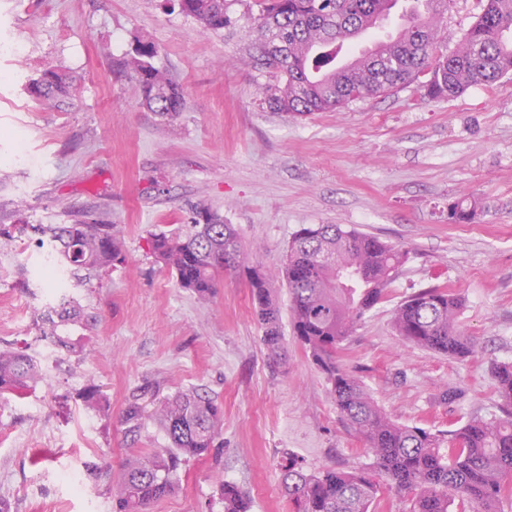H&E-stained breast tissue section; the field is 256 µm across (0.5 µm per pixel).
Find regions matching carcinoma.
<instances>
[{"label":"carcinoma","instance_id":"cac0c4a2","mask_svg":"<svg viewBox=\"0 0 512 512\" xmlns=\"http://www.w3.org/2000/svg\"><path fill=\"white\" fill-rule=\"evenodd\" d=\"M179 12L203 29L219 32L229 23L225 0H175ZM425 13L410 10L413 24L397 51L375 59L369 74L337 69L336 59L350 36L388 14L398 0H260L263 41L255 61L280 74L263 88L273 112L298 117L330 112L349 102L392 88L418 83L424 96L447 99L472 84L492 85L512 73V0H484L482 13L461 36V48L435 53V22L448 0H429ZM156 47L135 40L119 66L136 76L148 109L172 118L182 111L184 94L155 66ZM34 98L69 97L76 78L65 69L47 70L26 85ZM476 200L448 208V220L472 224ZM53 243L52 264L91 272L125 260L115 224L31 226ZM152 253L176 277L180 287L201 300L214 294L217 277L243 271L262 342L272 356L284 351L281 312L269 276L250 263L232 224L201 207L191 230L159 232L150 239ZM407 254L374 236L339 224L300 228L289 245L284 276L288 284L293 331L300 345L325 375L336 408L371 451L376 468L394 486L411 494L407 512H499L512 496V362L492 366L498 413L472 416L452 430L434 432L400 424L379 408L362 383L338 364L337 355L355 324L382 297ZM461 296L430 287L408 296L396 309L393 328L408 343L465 360L477 352L462 329ZM53 344L73 351L72 328H86L89 318L73 298L63 297L49 319ZM40 374L38 362L21 350H0V395L21 394ZM170 447L164 452L126 458L116 494L115 512H146L169 496L178 472L207 453L224 426L215 401L198 392H178L156 413ZM281 490L293 512H373L377 484L366 468L309 470L291 452L282 456ZM222 512H251L250 495L235 483L219 485Z\"/></svg>","mask_w":512,"mask_h":512}]
</instances>
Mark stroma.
I'll use <instances>...</instances> for the list:
<instances>
[{
    "instance_id": "35a3bbf8",
    "label": "stroma",
    "mask_w": 512,
    "mask_h": 512,
    "mask_svg": "<svg viewBox=\"0 0 512 512\" xmlns=\"http://www.w3.org/2000/svg\"><path fill=\"white\" fill-rule=\"evenodd\" d=\"M226 12L229 26L214 33L164 0H0V40L25 47L0 55V225L95 219L121 228L125 255L74 289L94 325L69 355L40 339L44 247L24 235L0 254V349H26L42 371L23 397L0 398V498L11 512H113L126 455L168 445L154 410L192 389L221 407L223 435L149 512H222L223 480L249 492L252 512H292L280 491L286 452L311 470L371 467L293 333L284 262L307 224H339L408 253L339 354L388 417L435 431L496 410L491 367L512 361V75L447 99L410 84L293 118L263 101L272 77L252 58L255 0H226ZM479 12V0H448L441 50L455 51ZM136 37L157 47V65L183 89L175 118L148 110L137 81L114 66ZM60 67L79 77L75 97L26 94L36 72ZM465 196L485 211L449 223V205ZM202 206L233 224L270 273L284 358L262 343L245 273L220 277L202 301L152 254V234L187 231ZM431 286L463 297L475 358L397 336L396 307ZM90 385L108 410L86 406ZM452 390L461 397L450 403ZM90 461L107 465L96 481L61 480Z\"/></svg>"
}]
</instances>
